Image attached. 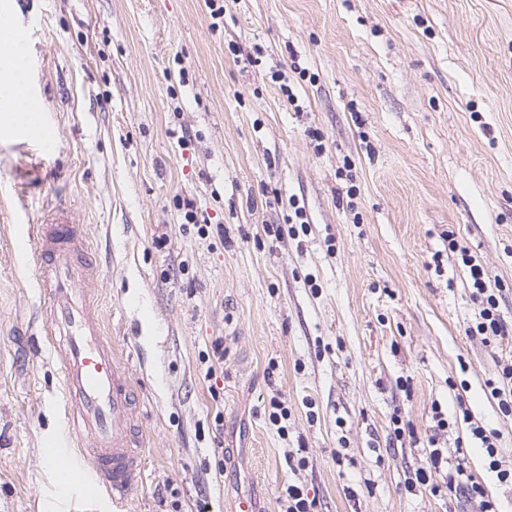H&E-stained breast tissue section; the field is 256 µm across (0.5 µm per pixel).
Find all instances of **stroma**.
<instances>
[{"mask_svg": "<svg viewBox=\"0 0 512 512\" xmlns=\"http://www.w3.org/2000/svg\"><path fill=\"white\" fill-rule=\"evenodd\" d=\"M223 5L215 29L205 0H0L56 140L44 154L0 112V512L84 507L43 455L69 435L30 236L61 209L144 399L129 512H281L289 484L319 512H478L409 483L433 408L460 399L512 462L485 387L512 336L466 335L444 239L512 323V0Z\"/></svg>", "mask_w": 512, "mask_h": 512, "instance_id": "35a3bbf8", "label": "stroma"}]
</instances>
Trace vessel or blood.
<instances>
[{
    "label": "vessel or blood",
    "mask_w": 512,
    "mask_h": 512,
    "mask_svg": "<svg viewBox=\"0 0 512 512\" xmlns=\"http://www.w3.org/2000/svg\"><path fill=\"white\" fill-rule=\"evenodd\" d=\"M33 265L47 300L42 336L58 358L64 414L73 447L45 450L66 474L65 489L87 500L108 497L127 512L144 476L138 391L107 340L94 306L96 259L83 225L61 215L36 225Z\"/></svg>",
    "instance_id": "vessel-or-blood-1"
}]
</instances>
